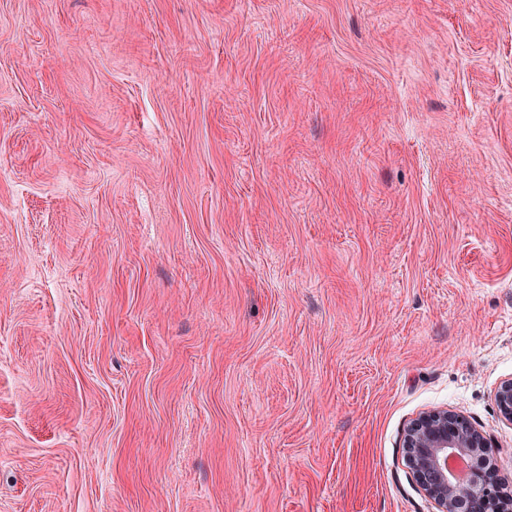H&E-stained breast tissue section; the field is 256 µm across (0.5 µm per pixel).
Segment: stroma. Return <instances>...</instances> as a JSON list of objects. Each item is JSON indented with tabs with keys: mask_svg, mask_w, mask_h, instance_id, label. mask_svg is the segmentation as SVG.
<instances>
[{
	"mask_svg": "<svg viewBox=\"0 0 512 512\" xmlns=\"http://www.w3.org/2000/svg\"><path fill=\"white\" fill-rule=\"evenodd\" d=\"M512 0H0V512L512 493ZM403 448L405 461L438 512H504L510 499L489 466L490 445L462 415L441 408L417 418L408 428ZM448 455L479 458L463 480L448 472Z\"/></svg>",
	"mask_w": 512,
	"mask_h": 512,
	"instance_id": "1",
	"label": "stroma"
}]
</instances>
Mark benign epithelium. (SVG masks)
<instances>
[{
  "label": "benign epithelium",
  "mask_w": 512,
  "mask_h": 512,
  "mask_svg": "<svg viewBox=\"0 0 512 512\" xmlns=\"http://www.w3.org/2000/svg\"><path fill=\"white\" fill-rule=\"evenodd\" d=\"M494 399L512 424V378L500 383ZM403 448L413 479L437 512H506L512 500L489 466V442L464 416L446 408L423 414L408 428ZM456 455L479 458L482 464L458 480L448 472V457Z\"/></svg>",
  "instance_id": "1"
}]
</instances>
